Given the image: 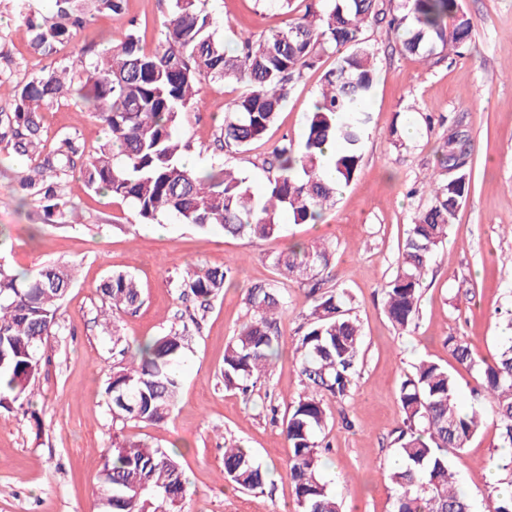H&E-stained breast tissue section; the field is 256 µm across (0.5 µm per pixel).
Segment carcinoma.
<instances>
[{"label": "carcinoma", "mask_w": 512, "mask_h": 512, "mask_svg": "<svg viewBox=\"0 0 512 512\" xmlns=\"http://www.w3.org/2000/svg\"><path fill=\"white\" fill-rule=\"evenodd\" d=\"M17 2L32 48L53 61L59 47L95 14L122 21L127 14L126 0H53L51 14L41 18L25 12L24 0ZM323 2L321 12L308 9L258 38L240 33L237 48L228 50L210 0H171L155 48L146 49L131 27L105 51H82L76 83L67 80L74 66L58 64L13 86V111L0 113V144L34 162L17 176L19 201L38 204L49 224H68L76 211L64 199L61 183L82 159L84 146L69 133L50 145L42 139V111L70 93L91 108L107 134L80 169L86 185L130 202L140 222L172 218L202 230L220 228L233 237L277 239L284 215L295 224L317 221L339 188L354 178L362 157L367 102L376 79L375 53L362 37L363 27L387 21L400 34L402 51L422 61L433 59L439 49L458 50L472 33V22L457 0H396L388 14L378 0ZM329 52L336 56L335 66L323 76L303 141L296 145L285 138L262 160L271 173L262 195L252 192L247 176L224 163L208 170L182 163L194 145L176 130L202 82L244 85L213 140L216 151L244 154L276 122L304 70ZM448 151L447 143L442 172L427 189L429 204L410 224L384 288L385 312L400 330L418 314L423 279L471 191L466 163L454 175L446 173ZM326 167L334 169L336 179L323 177ZM330 257L326 247L303 245L277 254L278 279L247 289L249 319L224 348V387L251 396L278 351V315L286 304L281 284L290 280L307 290L312 299L308 328L296 344L305 391L290 403L283 420L292 448L288 476L297 512H341L320 472L324 398L343 402L350 397L362 351L359 325L345 308L344 294L324 290L319 278ZM76 269L71 262L15 273L0 264V408L30 404L42 348L60 328L61 304ZM230 273L228 266L189 267L178 288L203 305L220 295ZM101 294L112 319L141 304L138 283L128 273L109 275ZM187 333L185 325L173 327L134 349L123 347L104 388L112 422L164 425L170 420L181 389ZM448 347L473 375V393L481 401L462 408L455 377L434 361H420L402 381L397 462L389 472L393 512H471L470 500L455 485L448 454L465 448L476 435L485 406L495 415L501 445L512 447V338L489 360L475 359L461 337H448ZM178 457L141 441L115 442L101 471L107 512H181L187 479ZM224 478L246 491L264 485L260 465L241 447L224 449ZM487 499L493 512H512V493L491 486Z\"/></svg>", "instance_id": "cac0c4a2"}]
</instances>
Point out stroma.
<instances>
[{"mask_svg":"<svg viewBox=\"0 0 512 512\" xmlns=\"http://www.w3.org/2000/svg\"><path fill=\"white\" fill-rule=\"evenodd\" d=\"M473 22L474 36L460 55L440 53L430 63L405 54L386 24L365 27L375 51L377 82L367 110V140L357 176L313 224L284 223L275 240L228 237L222 231L168 223L154 234L131 206L88 190L80 172L65 179L64 194L77 205L78 223L45 225L36 205H20L12 194L17 171L28 157L0 149V230L9 239L0 263L33 272L50 262L78 261L75 281L61 306L62 325L45 343L26 413L0 409V512H103L101 455L114 436L176 449L188 479L183 512H296L286 475L292 453L283 434L288 405L303 390L295 352L311 308L304 288L289 283L280 315V346L271 372L251 398L224 386V347L247 321V288L275 278V255L293 244L327 246L332 252L326 289L347 294L346 305L362 334L359 377L350 399L326 402L331 448L321 473L343 503V512H393L388 479L395 461L396 429L402 422L399 387L420 360L451 371L462 399L474 384L453 358L447 339L466 340L475 357L491 358L506 334L512 310V0H458ZM223 21L219 33L234 43L237 33L255 36L285 21L269 0H212ZM170 10V0H128V18L146 47ZM125 26L99 14L58 57L70 63L82 50H103L123 39ZM0 75L24 83L48 61L30 46L14 0H0ZM334 56L305 71L291 90L267 136L233 158L253 190L267 172L263 157L282 137L302 140L307 117ZM239 84L204 83L179 126L198 144L191 158L207 169L226 160L210 151L228 104ZM461 131L471 143L472 189L448 228L421 288L419 315L400 330L388 320L382 290L389 281L398 247L439 168L443 139ZM79 136L87 149L104 141V131L85 105L72 97L43 118V136ZM40 225L32 233L31 225ZM230 265L231 284L206 308L183 303L178 279L185 265ZM113 272L133 275L142 303L120 314L113 328L102 316L100 285ZM196 319L182 364V387L168 424L116 423L103 389L115 361L113 336L135 344L165 334L184 313ZM492 412L466 448L451 455L450 466L473 512H485L487 485L505 459L498 446ZM250 448L267 474L263 489L238 491L224 481V450Z\"/></svg>","mask_w":512,"mask_h":512,"instance_id":"1","label":"stroma"}]
</instances>
